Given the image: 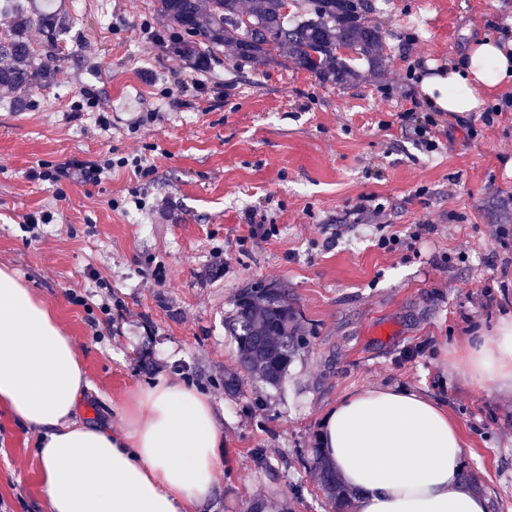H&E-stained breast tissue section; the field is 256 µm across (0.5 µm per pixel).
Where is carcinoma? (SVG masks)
<instances>
[{"label":"carcinoma","instance_id":"1","mask_svg":"<svg viewBox=\"0 0 512 512\" xmlns=\"http://www.w3.org/2000/svg\"><path fill=\"white\" fill-rule=\"evenodd\" d=\"M9 26L0 31V88L17 92L53 78L58 49L68 19L56 0H0ZM160 15L184 33L174 45L176 56L195 67L207 66V55L221 47L254 64L280 58L314 74L321 82L343 84L354 74L343 51L365 60L369 72L384 71L388 55L380 29L368 23L373 0H157ZM42 35L37 51L31 29ZM288 296L277 288H243L226 320L236 343L234 371L224 389L235 392L248 375L271 387L283 384L288 364L306 344L298 333ZM319 488L331 501L344 497L336 471L317 465Z\"/></svg>","mask_w":512,"mask_h":512}]
</instances>
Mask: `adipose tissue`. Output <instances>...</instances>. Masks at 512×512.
<instances>
[{
    "label": "adipose tissue",
    "instance_id": "ef3b65f1",
    "mask_svg": "<svg viewBox=\"0 0 512 512\" xmlns=\"http://www.w3.org/2000/svg\"><path fill=\"white\" fill-rule=\"evenodd\" d=\"M512 85V55L473 44L421 89L438 110L480 111ZM476 382L512 384V319L467 341ZM89 386L55 314L0 268V408L40 434L35 454L50 512H202L222 462L224 431L208 396L176 377L136 387L120 427L76 421ZM321 451L358 495V512H487L464 475L465 440L445 406L404 387L346 396L320 422Z\"/></svg>",
    "mask_w": 512,
    "mask_h": 512
}]
</instances>
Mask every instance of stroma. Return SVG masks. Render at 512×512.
<instances>
[{
  "label": "stroma",
  "instance_id": "obj_1",
  "mask_svg": "<svg viewBox=\"0 0 512 512\" xmlns=\"http://www.w3.org/2000/svg\"><path fill=\"white\" fill-rule=\"evenodd\" d=\"M63 60L28 105L0 92V266L57 315L91 388L77 418L119 425L139 384L201 387L224 428L206 512H358L318 487V429L346 395L403 386L443 402L488 512H512V392L453 365L474 330L512 318V88L485 112L435 111L423 77L469 42L512 40V0H387L369 14L388 65L343 85L216 51L197 70L171 51L155 0H80ZM187 91L178 92V83ZM113 106L107 125L83 92ZM437 124L417 128L427 113ZM435 140L429 149L427 140ZM141 155L98 185L30 179L42 164ZM382 213H375V205ZM54 220L25 230L28 214ZM268 235H251L248 212ZM431 229L419 240L416 224ZM397 235L402 247L380 248ZM284 289L307 343L281 388L224 391V327L241 288ZM37 433L0 410V512H48Z\"/></svg>",
  "mask_w": 512,
  "mask_h": 512
}]
</instances>
